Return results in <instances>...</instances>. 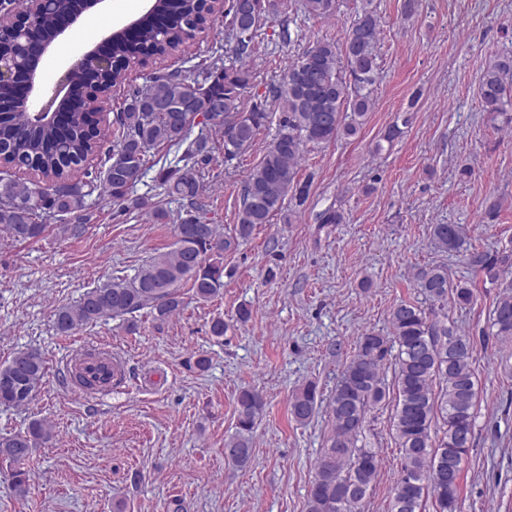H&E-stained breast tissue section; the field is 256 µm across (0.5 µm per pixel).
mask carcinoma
Instances as JSON below:
<instances>
[{
	"label": "carcinoma",
	"instance_id": "cac0c4a2",
	"mask_svg": "<svg viewBox=\"0 0 512 512\" xmlns=\"http://www.w3.org/2000/svg\"><path fill=\"white\" fill-rule=\"evenodd\" d=\"M200 0H158L157 11L142 25L138 38L119 39L112 46V69L89 70L75 87L104 86L119 75L137 47L172 55L202 23ZM286 0H228L224 27L233 44L229 62L197 65L191 78L176 70L155 76L129 92L113 130L115 145L103 169L79 178L74 171L97 152L107 129H87L85 121L65 128L36 127L17 114L0 121V157L8 164L50 177L51 184L0 178V232L15 241L40 238L47 220L85 209L86 198L98 195L125 210H145L162 223L169 213L133 188L161 147L183 148L159 178L167 196L186 206L174 225V247L151 257L134 275L114 277L86 292L73 304L56 309L54 327L68 335L103 319L133 316L148 309L158 318L184 306L182 288L208 301L224 287V253L251 236L259 224L270 223L286 197L303 206L308 182L298 178L305 148L353 136L374 108L378 75L380 19L364 6L347 29L342 45L318 40L288 64L280 82L271 85L278 103L279 129L245 179L235 235L225 236L218 224L202 223L204 179L218 150L229 169L249 151L270 119L268 100L246 105L253 82L246 59L253 53L262 22L285 10ZM303 12L326 18L335 0H302ZM484 111L512 122V53L489 60L478 89ZM169 111H155L153 100ZM197 135H192L193 129ZM431 243L440 253L460 250L466 240L462 224L431 225ZM465 263L500 289L490 312L491 335L512 341V253L493 255L466 251ZM415 287L429 302L424 309L402 301L389 314L390 332L368 331L358 337L345 359L327 404L330 431L314 466L307 512H359L379 470L378 452L360 444L371 411L396 391L391 432L401 448L402 463L390 512H456L462 463L474 434L478 384L474 354L489 336H472L448 320V304L464 308L474 301V284L455 279L445 263H432L415 275ZM392 378H387V369ZM45 361L40 352L24 350L0 365V406L28 404L27 393L44 384ZM315 382L297 387L290 399L292 418L305 424L320 412ZM265 402L254 388L237 396L236 431L224 441V458L236 468L252 458V433ZM51 426L32 421L23 432L0 435V460L20 465L33 448L52 439Z\"/></svg>",
	"mask_w": 512,
	"mask_h": 512
}]
</instances>
